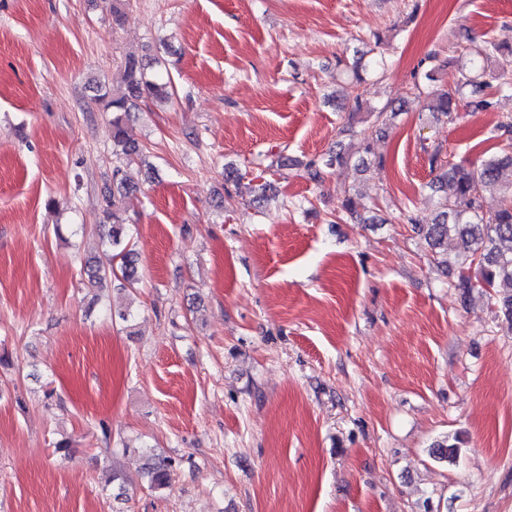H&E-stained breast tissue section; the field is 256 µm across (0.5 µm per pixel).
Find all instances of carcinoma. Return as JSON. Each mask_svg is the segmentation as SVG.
Masks as SVG:
<instances>
[{
    "label": "carcinoma",
    "mask_w": 512,
    "mask_h": 512,
    "mask_svg": "<svg viewBox=\"0 0 512 512\" xmlns=\"http://www.w3.org/2000/svg\"><path fill=\"white\" fill-rule=\"evenodd\" d=\"M500 49L489 41L475 45L473 37L466 35L457 43V56L451 59L456 66V76L448 84H442L425 93L426 110L453 120L459 102L474 112L486 111L493 106L488 89L496 87L500 92L512 90V75L489 74L485 61ZM125 88L119 94L99 88L97 99L104 110L112 113V156L116 164L112 170V196L105 199L104 229L99 237L111 252V263L101 266L94 258L85 261L83 272L92 287L103 285L110 279L125 282L134 289L141 281L138 259L123 215L130 206L131 197L137 187L128 183L126 167L141 154L140 145L130 138L126 121L132 109L140 101H168L174 95L172 81L162 82L148 73L149 65L143 60L129 56L124 62ZM362 77L353 71V78L346 86L345 99L351 103L352 111L363 109V99L358 92ZM347 163L341 151L313 157L303 163L309 177L320 181L330 169ZM430 166L436 175L430 187L434 190L449 186V193L438 201L440 212L437 219L426 230L429 246L436 250L448 241V236H458L463 244V260L457 287L470 293L477 288L486 292L490 286L501 323L512 330V142H505L496 152H485L476 168H471L451 159L439 161L433 153ZM497 191L499 205L492 212L484 211L483 200L487 193ZM343 209L347 217L362 224L371 220L364 217L368 207L361 195L346 192ZM174 462L167 457L152 459L147 464L146 475L141 483L151 491L168 488L173 479Z\"/></svg>",
    "instance_id": "cac0c4a2"
}]
</instances>
